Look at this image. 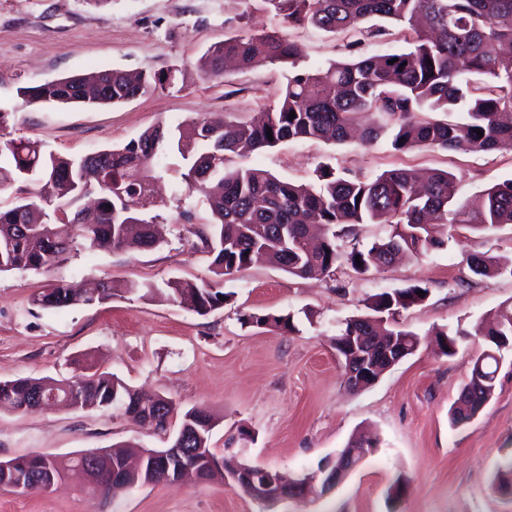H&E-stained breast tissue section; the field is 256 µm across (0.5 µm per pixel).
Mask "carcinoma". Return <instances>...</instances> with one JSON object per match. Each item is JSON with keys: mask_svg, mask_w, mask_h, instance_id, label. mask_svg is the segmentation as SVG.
<instances>
[{"mask_svg": "<svg viewBox=\"0 0 512 512\" xmlns=\"http://www.w3.org/2000/svg\"><path fill=\"white\" fill-rule=\"evenodd\" d=\"M290 28L309 27L323 33H346L355 49L386 40V24L408 33L407 51L374 53L336 61L315 71L298 68L300 45L286 35L258 30L231 36L210 47L199 67L212 76L224 75L234 61L241 69L268 61L291 65L278 104L249 123L229 124L219 115L193 122L207 134L191 140L157 125L121 147L86 156L45 153L39 141L6 138L11 113L0 108V191L15 183L44 184L50 192H29L16 197L13 207L0 211V274L14 270L51 275L83 249L121 250L129 244L142 249L157 245L147 214L153 205L150 182L132 180L129 172L156 166L164 150L175 147L187 161L182 179L188 190L203 195L212 222L199 231L212 254L213 277L201 283L174 281L169 297L200 316L229 302L224 277L265 257L288 274L321 278L347 263L356 272L391 267L404 253L422 256L441 249L448 227L465 226L485 231L512 224V179L483 191L473 203L459 195V181L438 170L422 180L412 169L386 171L373 179H350L325 167L319 186L294 184L259 168L225 166L228 157H244L267 147L299 139L343 143L360 133L372 144L391 137L398 151L422 147L447 151L491 152L512 150V0H261ZM170 74L131 76L107 69L92 79L65 77L18 89L23 105L41 103L104 106L125 103L165 89ZM463 106L467 122L426 119L424 112L448 116ZM296 117L290 118V112ZM480 132H474V129ZM272 130V137L266 131ZM390 224L391 234L368 247L353 245L345 251L337 240L354 234L360 224ZM362 265H357V262ZM475 276L512 275V255L469 253L464 257ZM429 292L421 283L372 297L368 313L350 317L336 328L341 336L350 329L369 336L379 327L394 340L392 347L407 357L421 343L418 334L400 325L401 312L421 305ZM114 288L108 282L91 294L75 285L51 279L34 295L42 309L92 305L108 301ZM247 321L284 333L296 330L291 314L248 315ZM483 337L486 349L471 362L470 372L448 411L451 427L470 423L484 402L493 396L494 372L512 344V308L480 321L473 332L463 329L434 332L440 353L454 357L469 335ZM60 389L76 388L83 402L99 406L119 403L137 420L157 407L171 415L174 403L157 393L126 386L109 374L63 379ZM42 390L40 381L17 378L0 381V408L24 411ZM214 428L213 415L203 407L184 413L178 435L185 447L204 448ZM378 439L351 441L341 453L359 465ZM493 483L512 490V457L497 462Z\"/></svg>", "mask_w": 512, "mask_h": 512, "instance_id": "obj_1", "label": "carcinoma"}]
</instances>
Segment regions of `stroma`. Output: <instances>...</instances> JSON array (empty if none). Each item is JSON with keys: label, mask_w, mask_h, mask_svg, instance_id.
<instances>
[{"label": "stroma", "mask_w": 512, "mask_h": 512, "mask_svg": "<svg viewBox=\"0 0 512 512\" xmlns=\"http://www.w3.org/2000/svg\"><path fill=\"white\" fill-rule=\"evenodd\" d=\"M285 30L301 42V68L349 59L348 38L311 28H285L262 0H0V106L9 107L12 137L37 140L45 151L81 156L120 147L146 129L175 126L220 112L247 121L276 105L291 70L286 63L214 77L197 61L212 45L252 30ZM105 69L174 71L175 80L120 105L23 106L19 87ZM165 184L149 207L163 241L155 249L83 250L54 272L56 279L93 284L109 280L164 286L205 281L211 254L195 235L210 223L206 200L180 196L185 162L162 157ZM231 167H257L299 184L316 181L327 166L345 176L376 177L410 168L448 170L463 197L512 178V151L465 153L394 150L373 144L289 141L232 158ZM447 246L380 272L337 267L320 280L301 279L273 264L250 265L224 279L233 297L223 308L197 315L164 297L118 294L95 305L40 309L32 305L45 278L30 271L0 274V380L69 377L85 365L130 388L155 392L177 407L165 432L131 419L121 405L71 410L51 407L0 411V459L28 454L66 458L86 450L136 443L169 447L183 412L206 407L216 425L209 446L220 456L287 476L315 471L356 435L379 444L328 495L314 492L267 507L238 487L218 481L157 482L128 488L108 502L90 498L79 477L52 489L21 494L0 488V512H512V496L492 484L496 462L512 454V352L495 391L479 415L450 427L448 410L471 358L484 349L472 337L452 358L420 347L390 367L371 387L347 391L332 338L336 325L365 313L372 296L420 282L428 299L403 311L404 326L419 335L436 328H471L512 303V276L480 279L463 262L468 252H512V225L474 233L451 230ZM313 320H306L305 311ZM294 313L293 334L244 323V315ZM407 491L390 510L395 480Z\"/></svg>", "instance_id": "1"}]
</instances>
